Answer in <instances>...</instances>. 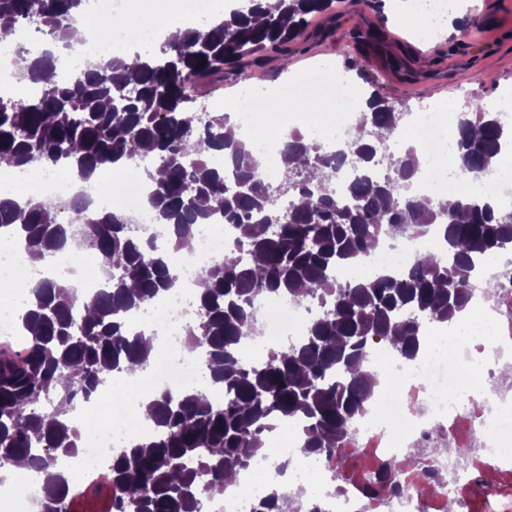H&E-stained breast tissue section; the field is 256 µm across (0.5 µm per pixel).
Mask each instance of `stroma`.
Listing matches in <instances>:
<instances>
[{
	"label": "stroma",
	"mask_w": 512,
	"mask_h": 512,
	"mask_svg": "<svg viewBox=\"0 0 512 512\" xmlns=\"http://www.w3.org/2000/svg\"><path fill=\"white\" fill-rule=\"evenodd\" d=\"M383 10L366 6L363 0H340L335 20L314 18L294 44L289 58L269 55L261 66L247 67L245 74H225L223 81L204 88L211 99V111H221L231 100L244 77L274 82L288 111L298 103L288 91L287 73L301 74L323 60L344 64L346 57L356 61V72L367 77V90L378 91L396 102L418 105L462 103L471 99L485 107L504 91H512V0H478L461 9L470 25L449 22L447 31L432 41L415 38L410 25L399 22L394 0H384ZM380 26L383 51H358L350 37L354 27ZM409 50L410 77H403L384 60L387 52Z\"/></svg>",
	"instance_id": "stroma-1"
}]
</instances>
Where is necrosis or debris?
Masks as SVG:
<instances>
[{"mask_svg":"<svg viewBox=\"0 0 512 512\" xmlns=\"http://www.w3.org/2000/svg\"><path fill=\"white\" fill-rule=\"evenodd\" d=\"M128 2L93 0L91 16L111 19L112 37L106 43L84 41L86 55L117 52L128 45L159 46L154 22H127ZM459 8V0H412L413 14L426 20L417 35L423 40L439 36L449 14ZM318 71L333 90L336 109L315 115L302 132L313 143L340 150L351 138L361 94L327 63H320ZM456 127L445 109L421 107L408 113L393 139V151L409 143L427 157L419 192L433 198L454 184L462 194L486 195L511 205L512 161L492 172L459 175L453 166ZM146 193L139 177H130L120 189L119 206L141 232L152 234L159 227L145 204ZM195 237V250L180 260L186 288L162 295L136 313L137 324L160 337L161 359L145 369L137 389L102 392L79 407L76 421L84 436L79 453L69 463L79 471L77 485L83 490L111 487L107 457L133 436L154 434L153 425L136 419L144 395L160 388H199L208 383L202 359L185 356L181 330L195 311L194 285L200 268L231 245L232 229L219 221L201 224ZM427 245L426 237L404 235L395 249L373 254L362 264L339 267L336 277L355 281L386 265L406 269ZM18 262L14 250H0V340L10 343L16 340L13 311L23 301L15 281ZM487 269L494 293L475 289L471 316L463 323L429 325L431 345L420 358L407 364L400 355L376 352L385 382L343 441L344 447L358 453L375 452L374 464L351 470L346 459L304 453L300 425L292 421L278 425L271 458L291 462L289 492L310 490L320 512H442L450 500L456 512H512V382L501 376L502 368L512 364V258L491 257ZM316 314V308L267 296L260 306L257 333L242 347V357L260 360L273 348L298 343ZM269 486L267 464L255 463L210 512H251Z\"/></svg>","mask_w":512,"mask_h":512,"instance_id":"necrosis-or-debris-1","label":"necrosis or debris"}]
</instances>
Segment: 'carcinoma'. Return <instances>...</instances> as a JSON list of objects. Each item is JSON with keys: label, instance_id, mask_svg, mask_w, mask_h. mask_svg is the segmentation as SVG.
<instances>
[{"label": "carcinoma", "instance_id": "cac0c4a2", "mask_svg": "<svg viewBox=\"0 0 512 512\" xmlns=\"http://www.w3.org/2000/svg\"><path fill=\"white\" fill-rule=\"evenodd\" d=\"M205 27L128 65L114 57L90 62L66 83L51 82L56 57L30 59L19 51L20 83L40 86L37 97L0 96V159L17 167H63L86 182L114 163L153 160L144 170L148 204L181 249L196 225L222 219L237 232L227 260L220 255L200 272L191 320L199 333L184 344L199 349L214 389L162 390L150 402L158 428L112 455L116 498L111 512H201L226 477L246 471L265 444L275 417L304 423L303 451L336 449L363 412L378 382L365 365L383 344L407 357L417 354L424 326L446 324L465 311L489 257L512 249V211L487 198L464 197L438 209L410 186L420 165L416 151L378 152L382 132L406 120L378 91L361 114L346 150L326 154L299 131L280 151L288 175L267 181L261 159L236 137L226 116L198 112L190 85L224 79V67L264 54L290 55L309 19L329 14L334 0H247ZM87 0H0V18L30 23L51 36L67 30L76 40L95 36L85 24ZM456 154L464 174L491 168L512 138V128L472 100L462 105ZM224 154V168L208 156ZM385 164L387 174L373 178ZM354 177L347 197H336L337 171ZM0 230L42 259L94 241L105 287L84 297L55 280L30 286L22 317L25 347L0 346V469L24 460L43 477L47 496L39 512H70L69 483L61 461L80 451V433L67 416L76 401L106 388L112 376L155 360L143 333L124 315L169 292L180 280L169 253L137 230L120 210L103 215L89 202L28 201L0 197ZM432 232L437 245L412 269L354 282L336 268L362 261L380 244L409 232ZM267 294L322 313L307 336L247 364L241 346L250 338L256 303ZM278 487L252 512H279Z\"/></svg>", "mask_w": 512, "mask_h": 512}]
</instances>
